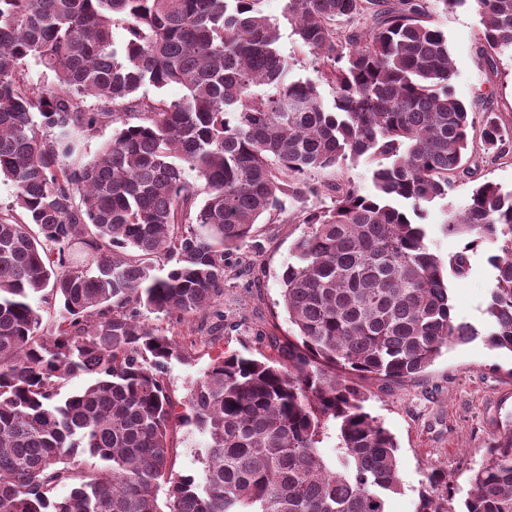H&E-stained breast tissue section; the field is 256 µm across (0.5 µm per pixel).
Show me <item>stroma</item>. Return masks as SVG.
Wrapping results in <instances>:
<instances>
[{
  "label": "stroma",
  "instance_id": "1",
  "mask_svg": "<svg viewBox=\"0 0 512 512\" xmlns=\"http://www.w3.org/2000/svg\"><path fill=\"white\" fill-rule=\"evenodd\" d=\"M285 0H266L264 10L280 20L279 50L296 79L315 81L325 104H332L334 90L322 80L314 55L302 47L288 24L282 23ZM431 20L444 31L454 61L451 84L456 96L476 113L491 111L512 130V56L498 57L488 67L480 51V16L468 4L448 12H433ZM472 177L455 179L448 197L428 204L425 222L428 242L440 258L461 250L462 240L444 228L448 205H464L474 187L490 181L512 190V154L495 161L485 158L481 141L469 153ZM328 190L287 203L283 212L262 217L253 228L247 250L249 272L224 279V330L211 336L200 331V318L175 326L174 336H194L196 347L188 361H172L167 385L174 401L183 402L202 372L218 357L239 352L253 357L273 355V341L291 334L281 300V275L291 263V248L305 227L301 212L327 209ZM495 245L471 252L466 277H449L448 293L457 320L484 326L494 269L490 263ZM369 398L366 410L395 436L402 489L389 503V512H416L418 494L426 473L446 469L457 500H464L469 478L483 461L492 435L512 417V353L497 350L477 339L444 351L422 375L402 383L383 384L363 379ZM205 435L192 427H174L171 455L175 471L198 473L203 469L201 450Z\"/></svg>",
  "mask_w": 512,
  "mask_h": 512
}]
</instances>
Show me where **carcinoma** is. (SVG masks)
<instances>
[{
  "instance_id": "carcinoma-1",
  "label": "carcinoma",
  "mask_w": 512,
  "mask_h": 512,
  "mask_svg": "<svg viewBox=\"0 0 512 512\" xmlns=\"http://www.w3.org/2000/svg\"><path fill=\"white\" fill-rule=\"evenodd\" d=\"M469 1L493 65L512 52V0H285L333 85L328 107L290 78L264 0H0V178L15 187L0 209V512H389L398 445L352 376L405 382L479 336L512 352V190L484 182L449 205L446 230L467 241L446 264L422 223L473 174L471 130L485 153L512 151L455 97L429 20ZM32 60L53 75L37 94ZM170 84L181 99L147 91ZM363 156L380 160L372 194L333 178ZM320 185L334 205L300 214L281 276L292 338L262 360L215 359L176 411L168 365L196 340L149 315L208 316L253 225ZM485 243L498 254L480 330L454 318L444 269L465 277ZM80 374L93 383L62 395ZM176 423L207 436L199 475L173 469ZM455 496L433 468L417 512H458ZM463 505L512 512L511 423Z\"/></svg>"
}]
</instances>
